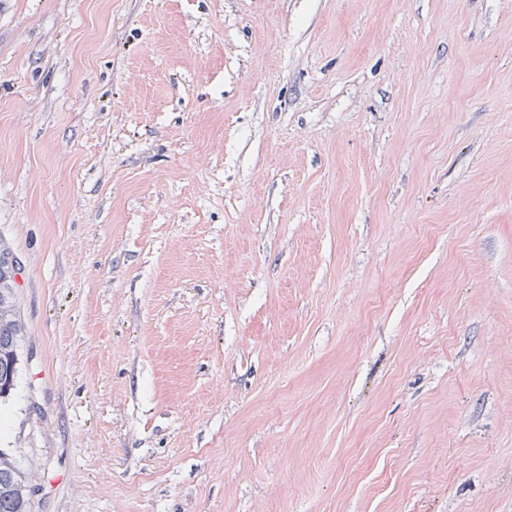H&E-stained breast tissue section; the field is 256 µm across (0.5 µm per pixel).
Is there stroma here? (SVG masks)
I'll return each instance as SVG.
<instances>
[{
    "label": "stroma",
    "mask_w": 512,
    "mask_h": 512,
    "mask_svg": "<svg viewBox=\"0 0 512 512\" xmlns=\"http://www.w3.org/2000/svg\"><path fill=\"white\" fill-rule=\"evenodd\" d=\"M32 512H512V0H0Z\"/></svg>",
    "instance_id": "obj_1"
}]
</instances>
